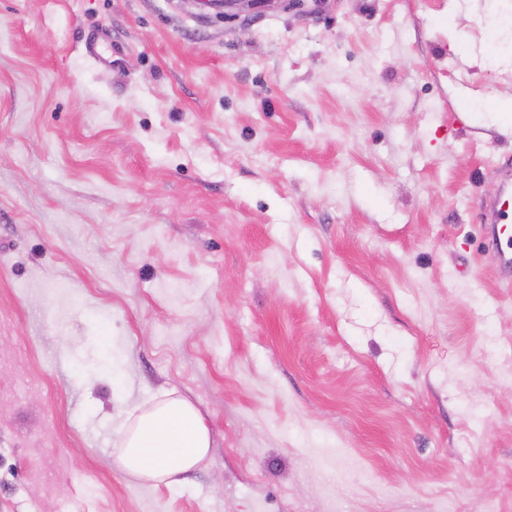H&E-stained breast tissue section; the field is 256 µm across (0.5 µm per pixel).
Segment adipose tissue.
I'll list each match as a JSON object with an SVG mask.
<instances>
[{
	"label": "adipose tissue",
	"instance_id": "1",
	"mask_svg": "<svg viewBox=\"0 0 512 512\" xmlns=\"http://www.w3.org/2000/svg\"><path fill=\"white\" fill-rule=\"evenodd\" d=\"M210 446L209 430L199 410L188 400L169 395L132 412L113 460L127 474L169 481L194 468Z\"/></svg>",
	"mask_w": 512,
	"mask_h": 512
}]
</instances>
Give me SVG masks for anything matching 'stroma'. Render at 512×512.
<instances>
[{"mask_svg":"<svg viewBox=\"0 0 512 512\" xmlns=\"http://www.w3.org/2000/svg\"><path fill=\"white\" fill-rule=\"evenodd\" d=\"M510 100L512 0H0V512H512ZM202 2L209 9L213 10L216 15H223L226 13V9H237L239 11L255 10L270 6L274 0H207ZM480 214L486 224L484 252L495 262L500 277L512 279V208L505 207L501 198L482 201ZM509 226L510 233H509ZM135 410L113 461L125 473L153 481L175 482L208 454L209 430L188 400L168 395L150 408Z\"/></svg>","mask_w":512,"mask_h":512,"instance_id":"obj_1","label":"stroma"}]
</instances>
